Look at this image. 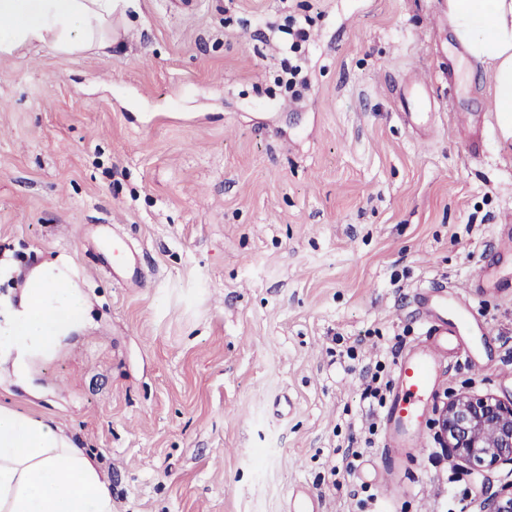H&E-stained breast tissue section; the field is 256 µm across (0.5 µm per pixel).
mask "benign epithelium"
<instances>
[{"label":"benign epithelium","mask_w":512,"mask_h":512,"mask_svg":"<svg viewBox=\"0 0 512 512\" xmlns=\"http://www.w3.org/2000/svg\"><path fill=\"white\" fill-rule=\"evenodd\" d=\"M432 427L451 455L472 471L512 465V400L461 393L438 404ZM481 512H512V483L486 498Z\"/></svg>","instance_id":"7a95c632"}]
</instances>
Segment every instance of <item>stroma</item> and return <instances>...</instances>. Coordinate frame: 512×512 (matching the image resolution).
Returning a JSON list of instances; mask_svg holds the SVG:
<instances>
[{
	"label": "stroma",
	"mask_w": 512,
	"mask_h": 512,
	"mask_svg": "<svg viewBox=\"0 0 512 512\" xmlns=\"http://www.w3.org/2000/svg\"><path fill=\"white\" fill-rule=\"evenodd\" d=\"M442 0H121L107 51L0 59V318L67 262L88 312L0 404L52 416L95 454L112 512H463L512 467L438 444L379 456L361 398L422 328L417 295L464 286L512 225V144ZM307 87L281 82L289 20ZM123 235L137 273L104 249ZM480 359L448 356L435 400L512 399V289H482ZM286 512H319L316 500L303 488L293 489L287 500Z\"/></svg>",
	"instance_id": "1"
}]
</instances>
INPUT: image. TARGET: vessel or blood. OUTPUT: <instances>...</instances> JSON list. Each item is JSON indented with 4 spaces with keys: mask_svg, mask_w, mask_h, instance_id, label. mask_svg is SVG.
I'll list each match as a JSON object with an SVG mask.
<instances>
[{
    "mask_svg": "<svg viewBox=\"0 0 512 512\" xmlns=\"http://www.w3.org/2000/svg\"><path fill=\"white\" fill-rule=\"evenodd\" d=\"M421 343L395 364L392 397L385 411L383 456L396 446L417 443L425 411L436 392L437 369L447 354L464 348L469 337L485 327L471 316L464 293L421 292ZM286 512H319L316 500L303 488H294Z\"/></svg>",
    "mask_w": 512,
    "mask_h": 512,
    "instance_id": "vessel-or-blood-1",
    "label": "vessel or blood"
}]
</instances>
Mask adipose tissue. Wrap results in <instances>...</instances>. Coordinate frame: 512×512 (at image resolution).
<instances>
[{
	"mask_svg": "<svg viewBox=\"0 0 512 512\" xmlns=\"http://www.w3.org/2000/svg\"><path fill=\"white\" fill-rule=\"evenodd\" d=\"M116 0H0V57L25 48L62 55L112 45ZM457 41L491 74V110L512 144V0H446ZM87 307L66 264L31 273L20 307L0 327V350L26 379L33 360H49L84 321ZM0 512H112V495L84 449L49 415L0 405Z\"/></svg>",
	"mask_w": 512,
	"mask_h": 512,
	"instance_id": "obj_1",
	"label": "adipose tissue"
}]
</instances>
